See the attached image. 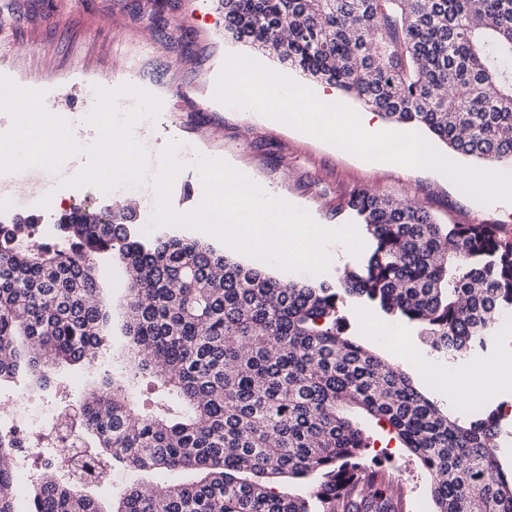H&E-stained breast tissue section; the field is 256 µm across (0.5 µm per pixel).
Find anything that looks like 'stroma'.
<instances>
[{"mask_svg":"<svg viewBox=\"0 0 512 512\" xmlns=\"http://www.w3.org/2000/svg\"><path fill=\"white\" fill-rule=\"evenodd\" d=\"M0 1L5 4L0 14L9 22L8 40L0 46V73H22L28 85L44 87L48 111L77 118L78 140L96 136L85 121L92 109L89 87L102 82L119 86L132 77L158 89L162 102L160 117L142 130L151 155L175 140L221 156L274 196L307 210L318 224L344 226V218L336 214L340 197L365 189L418 204L443 224H501L512 232V204L486 207L436 172L368 162L316 137H302L288 124L268 125L254 112L225 110L212 93L220 61L250 54L271 70L279 72L283 66L225 35L219 0H168L161 11L155 0H80L66 9L58 8L56 0ZM97 274L101 295L113 308L108 346L95 362L58 367L49 389H40L25 375L0 383V402L20 396L28 403L29 414L18 424L22 431L38 432L61 399L78 404L102 377L122 370L126 272L107 259L99 262ZM345 315L348 333L358 342H365L369 320L377 332H395L396 341L373 347L389 362L423 349L413 325L392 323L368 303H350ZM361 423L375 448L388 450L385 463L404 488L412 512H425L430 480L418 461L405 448L389 444L376 419L365 417ZM114 477L112 487L94 491L102 507H109L126 486L186 482L191 475L118 470Z\"/></svg>","mask_w":512,"mask_h":512,"instance_id":"1","label":"stroma"}]
</instances>
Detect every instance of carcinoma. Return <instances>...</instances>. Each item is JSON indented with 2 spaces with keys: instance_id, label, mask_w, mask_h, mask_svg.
I'll return each mask as SVG.
<instances>
[{
  "instance_id": "obj_1",
  "label": "carcinoma",
  "mask_w": 512,
  "mask_h": 512,
  "mask_svg": "<svg viewBox=\"0 0 512 512\" xmlns=\"http://www.w3.org/2000/svg\"><path fill=\"white\" fill-rule=\"evenodd\" d=\"M222 3L234 40L427 130L454 154L512 162V0ZM337 212L364 225L372 249L334 283H284L197 240H147L128 207L65 214L60 242L37 249L18 225L0 224V382L23 367L46 388L57 366L99 355L110 315L96 258L110 254L136 271L127 368L154 377L184 410L173 414L163 398L142 412L108 377L80 405L84 439L113 468L198 473L129 487L113 512H406L353 410L384 422L417 459L435 512H512L498 410L448 412L351 339L344 315L367 301L419 327L431 354L463 360L512 310V236L499 224H440L365 189ZM17 457L16 438L0 433V512H15ZM286 478L311 481L309 495L271 487ZM81 488L46 476L27 512H102Z\"/></svg>"
}]
</instances>
